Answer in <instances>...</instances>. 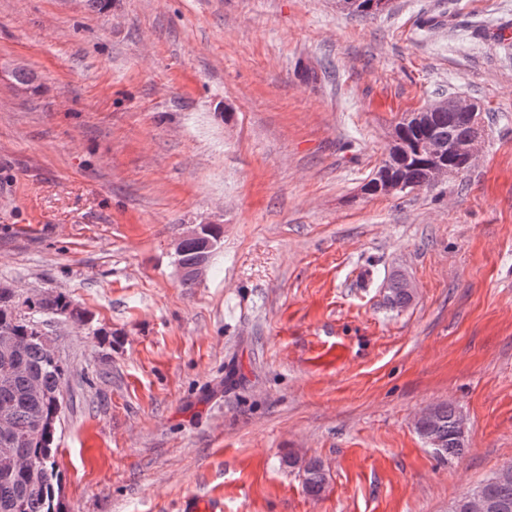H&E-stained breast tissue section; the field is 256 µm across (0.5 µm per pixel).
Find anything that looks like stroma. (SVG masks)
<instances>
[{"mask_svg":"<svg viewBox=\"0 0 512 512\" xmlns=\"http://www.w3.org/2000/svg\"><path fill=\"white\" fill-rule=\"evenodd\" d=\"M0 65L39 85L0 83V281L89 317L47 325L66 512H448L512 465V0H0ZM448 97L481 114L471 167L364 194ZM446 403L452 461L415 428ZM304 471V490L311 497H319L325 489L327 477L323 463L310 458L302 466Z\"/></svg>","mask_w":512,"mask_h":512,"instance_id":"stroma-1","label":"stroma"}]
</instances>
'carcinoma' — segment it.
Listing matches in <instances>:
<instances>
[{
    "label": "carcinoma",
    "mask_w": 512,
    "mask_h": 512,
    "mask_svg": "<svg viewBox=\"0 0 512 512\" xmlns=\"http://www.w3.org/2000/svg\"><path fill=\"white\" fill-rule=\"evenodd\" d=\"M390 0H352L348 12L361 17H375L389 7ZM396 130L403 134V156L388 154L383 164L391 165L407 185L406 192L433 187L429 179L426 155L415 150L425 132L400 121ZM430 136L443 153L448 152V139H459L468 132L466 113L458 112L453 121L448 113L434 115ZM200 258L196 241L185 243L177 263L189 267ZM411 300L404 281L394 278L389 285V301L402 307ZM85 310L76 306L65 294L45 292L27 295L17 300H0V337L11 336L20 346L13 357L8 377L0 376V404L12 408L8 438L19 459L34 461L35 468L16 469L4 477L7 465L0 459V512H60L58 485L60 484L55 449L56 424L60 414L62 385L66 368L56 350L44 339L38 323L62 316L76 325L85 324ZM430 423L416 425L417 432L427 443H436L434 454L442 459H457L464 451L463 438L458 433L460 416L450 404L434 407ZM304 490L318 497L325 489L327 477L323 463L317 458L304 462ZM485 494L494 501L493 512H512V477L498 480L492 476L481 483Z\"/></svg>",
    "instance_id": "cac0c4a2"
}]
</instances>
